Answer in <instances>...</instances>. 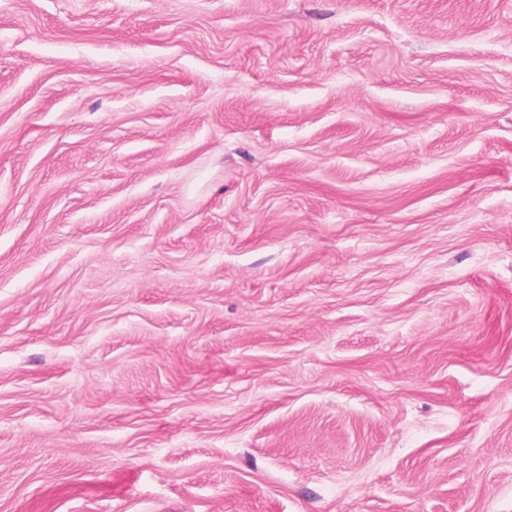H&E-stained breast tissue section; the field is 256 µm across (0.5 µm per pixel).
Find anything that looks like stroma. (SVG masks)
<instances>
[{
	"label": "stroma",
	"instance_id": "35a3bbf8",
	"mask_svg": "<svg viewBox=\"0 0 512 512\" xmlns=\"http://www.w3.org/2000/svg\"><path fill=\"white\" fill-rule=\"evenodd\" d=\"M0 512H512V0H0Z\"/></svg>",
	"mask_w": 512,
	"mask_h": 512
}]
</instances>
